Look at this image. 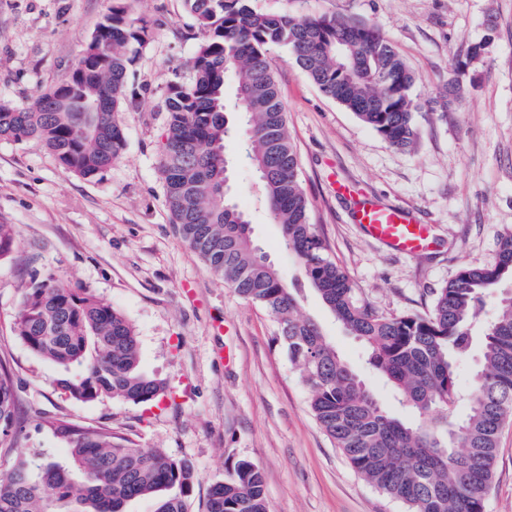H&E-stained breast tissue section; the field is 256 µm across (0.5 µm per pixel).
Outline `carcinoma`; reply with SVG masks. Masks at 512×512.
Segmentation results:
<instances>
[{
	"instance_id": "carcinoma-1",
	"label": "carcinoma",
	"mask_w": 512,
	"mask_h": 512,
	"mask_svg": "<svg viewBox=\"0 0 512 512\" xmlns=\"http://www.w3.org/2000/svg\"><path fill=\"white\" fill-rule=\"evenodd\" d=\"M183 3L203 39L186 64L189 81L176 73L167 83L159 167L183 242L210 275L273 317L276 341L309 389L314 419L358 475L407 512H485L498 437L512 418V293L497 301L489 321L479 326L477 319L488 291L512 283V233L500 238L493 263L462 265L423 312L383 315L359 303L348 273L310 223L267 53L288 48L326 97L398 149L412 147L419 135L411 69L373 24L265 13L254 0ZM151 38L146 20L110 7L78 58L85 73L71 71L26 106L0 101V140L38 139L63 169L86 180L101 176L125 153L120 115L127 77ZM230 76L236 83L231 102L225 95ZM99 98L109 111H86L87 102ZM233 114L245 123L242 163L257 174V201L280 226L284 249L417 420L386 409L320 325L300 314L298 284L283 280L255 243L234 192H224V178L232 177L225 141ZM14 249L13 225L0 223V260ZM14 332L65 372L57 386L76 401L109 397L154 405L170 393V382L143 371L128 317L52 273L25 289ZM475 335L482 365L466 394L468 413L453 422L448 407L459 397L456 365ZM40 427L66 445L70 464L48 451L18 455L0 474V512H128L142 499L155 501L154 512H188L198 481L190 461L160 448L143 451L110 427L81 426L61 415L41 417ZM18 432L15 381L0 367V444ZM204 512H270L261 467L238 460L231 478L210 488Z\"/></svg>"
}]
</instances>
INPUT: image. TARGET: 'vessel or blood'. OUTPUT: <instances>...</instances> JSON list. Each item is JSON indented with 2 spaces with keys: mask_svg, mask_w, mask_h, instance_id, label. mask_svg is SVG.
<instances>
[{
  "mask_svg": "<svg viewBox=\"0 0 512 512\" xmlns=\"http://www.w3.org/2000/svg\"><path fill=\"white\" fill-rule=\"evenodd\" d=\"M353 216L368 236L399 253L418 255L432 244V225L419 223L406 208L363 198L356 200Z\"/></svg>",
  "mask_w": 512,
  "mask_h": 512,
  "instance_id": "1",
  "label": "vessel or blood"
}]
</instances>
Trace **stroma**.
Returning <instances> with one entry per match:
<instances>
[{
    "label": "stroma",
    "mask_w": 512,
    "mask_h": 512,
    "mask_svg": "<svg viewBox=\"0 0 512 512\" xmlns=\"http://www.w3.org/2000/svg\"><path fill=\"white\" fill-rule=\"evenodd\" d=\"M121 2L153 29L128 76L122 159L89 181L64 170L40 141H0V221L13 226L17 241L14 256L0 261V364L14 375L23 425L12 447L0 446V470L17 455L42 450L66 461L63 444L38 426L45 413L108 426L137 447L190 461L199 481L189 512H203L210 486L227 479L240 459L262 468L271 512H406L358 476L318 427L305 384L274 341V319L208 274L182 242L165 205L158 144L167 121L166 84L184 71L203 34L182 0ZM254 4L268 13L372 23L414 74L419 138L397 149L325 97L287 48L268 53L310 221L349 274L359 302L386 315L420 312L461 265L492 263L500 236L512 232V0ZM111 5L0 0V100L28 104L64 79ZM488 34L486 53L468 61L470 47ZM460 60L467 69H457ZM335 178L413 210L433 225L435 248L411 257L367 237L352 219L351 200L334 190ZM233 188L259 247L285 281L298 278L277 226L256 201L249 166L235 165ZM46 273L120 309L137 329L144 371L181 383L183 398L157 408L67 398L55 384L60 368L30 352L13 331L25 288ZM301 310L381 403L410 418L361 342L312 288H303ZM486 512H512V422L499 436Z\"/></svg>",
    "instance_id": "35a3bbf8"
}]
</instances>
